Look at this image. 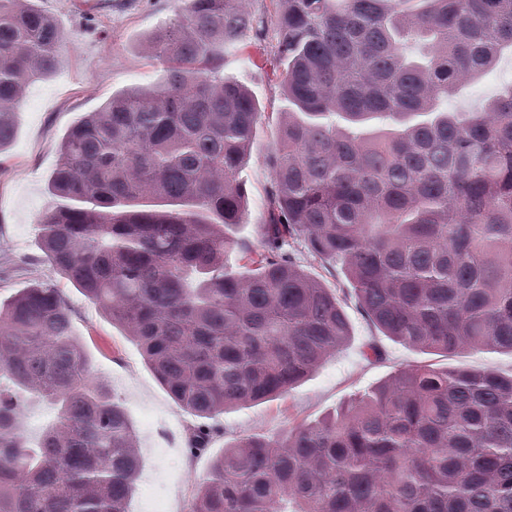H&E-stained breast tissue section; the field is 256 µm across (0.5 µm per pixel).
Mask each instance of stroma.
Wrapping results in <instances>:
<instances>
[{"label":"stroma","instance_id":"obj_1","mask_svg":"<svg viewBox=\"0 0 512 512\" xmlns=\"http://www.w3.org/2000/svg\"><path fill=\"white\" fill-rule=\"evenodd\" d=\"M37 2L59 27V64L51 76L26 89L17 108L18 133L0 151V300L35 282L60 290L94 376L108 386L137 437L140 470L128 512H191L202 479L226 446L251 436L274 438L298 421L332 416L354 398L413 366L512 375V353L507 351L483 348L447 357L384 336L360 308L341 263L314 260L298 240L289 247L291 257L340 297L351 326L349 341L286 396L237 405L209 418L198 417L174 401L137 343L46 260L38 226L65 204L63 198L49 193L47 185L68 128L113 93L147 87L163 77L162 66L138 48L137 41L174 18L178 0ZM221 74L245 85L262 110L239 172L247 211L234 233L238 247H256L266 218L271 184L268 157L277 141V117L289 103L271 69L254 63L252 50L229 53ZM511 84L512 54L507 53L478 79L459 85L440 108L477 111ZM238 247L225 257L233 269L240 259ZM372 344L379 347V357H367ZM200 427L207 432L206 446L194 452L190 437Z\"/></svg>","mask_w":512,"mask_h":512}]
</instances>
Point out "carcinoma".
Returning a JSON list of instances; mask_svg holds the SVG:
<instances>
[{"label":"carcinoma","mask_w":512,"mask_h":512,"mask_svg":"<svg viewBox=\"0 0 512 512\" xmlns=\"http://www.w3.org/2000/svg\"><path fill=\"white\" fill-rule=\"evenodd\" d=\"M270 2L293 109L247 272L224 271L226 229L244 221L261 111L217 76L219 50L255 28L245 0H182L147 39L164 79L67 131L49 187L72 205L38 225L46 259L202 417L286 395L350 336L336 294L281 252L301 237L342 259L395 341L512 352V85L479 111L440 110L512 50V0ZM59 40L33 0H0V151ZM1 375L59 413L30 448L23 397L0 388V512H127L136 435L57 289L0 302ZM191 512H512V376L403 370L331 417L225 447Z\"/></svg>","instance_id":"cac0c4a2"}]
</instances>
